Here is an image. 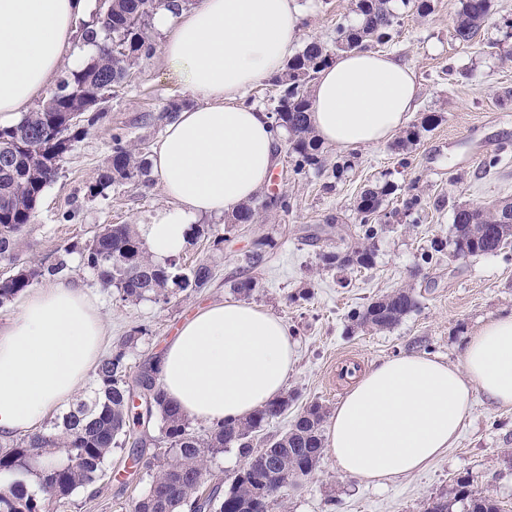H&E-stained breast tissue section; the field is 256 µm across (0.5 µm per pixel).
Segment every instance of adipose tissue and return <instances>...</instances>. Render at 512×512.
Listing matches in <instances>:
<instances>
[{"mask_svg": "<svg viewBox=\"0 0 512 512\" xmlns=\"http://www.w3.org/2000/svg\"><path fill=\"white\" fill-rule=\"evenodd\" d=\"M94 7V0H0V127L44 98ZM153 25L193 100L150 156L173 201L143 228L162 262L184 251L192 225L235 210L270 182L280 137L244 94L283 70L301 39L302 10L298 0H196L176 12L160 8ZM418 93L414 70L390 54L342 52L319 74L310 124L344 150L378 144L406 126ZM105 336L83 286L59 281L28 292L18 315L0 325V441L36 434L52 410L68 406L101 360ZM295 364L279 318L228 300L187 320L159 369L167 398L215 425L274 400ZM477 394L512 407V314L468 336L459 364L406 353L366 370L328 422V454L362 482L419 471L455 444Z\"/></svg>", "mask_w": 512, "mask_h": 512, "instance_id": "ef3b65f1", "label": "adipose tissue"}]
</instances>
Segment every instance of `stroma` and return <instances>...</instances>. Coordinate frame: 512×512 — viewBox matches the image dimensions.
Wrapping results in <instances>:
<instances>
[{
	"mask_svg": "<svg viewBox=\"0 0 512 512\" xmlns=\"http://www.w3.org/2000/svg\"><path fill=\"white\" fill-rule=\"evenodd\" d=\"M305 7L303 42L332 43L336 26L355 22L357 0H301ZM433 12L412 14L401 0L400 18L386 52L414 68L420 84L413 123L434 113L441 120L417 141L399 148L397 139L344 150L323 145L322 164L297 174L287 152H280L271 194H286L288 211L263 213L258 223L232 231L222 249L193 238L179 254L186 267L211 266L213 277L202 289L177 293L170 303L152 299L122 301L115 289L101 288L85 267L80 246L106 224H145L171 201L154 175L116 184L102 195L88 188L112 154L113 134L151 150L168 121L166 108L189 95L172 75L162 53L130 70L123 85L104 105V115L75 142L53 181L44 189L35 216L17 236L10 258L0 259V278L37 260L67 263L64 276L79 281L96 300L107 325V351L138 334L127 353L132 370L162 354L178 328L197 309L234 298V282L255 277L248 303L262 307L288 328L298 349L297 363L284 391L294 400L287 412L265 427L267 435L285 432L311 402L334 411L345 396L346 368L366 371L406 352H429L460 361V344L481 322L512 312V246L495 254L467 257L454 252L453 211L465 204L512 200V0H494L479 41L465 45L453 36L461 0H434ZM499 155L500 164L482 173L479 163ZM412 165L401 168L399 160ZM349 162L344 176L337 163ZM394 183L386 209H399L410 191L422 199L418 212L399 214L370 240L372 268H325L322 253L357 244L362 236L355 210L366 188ZM262 250L265 260L253 270L245 257ZM433 252L432 263L422 256ZM411 290L418 306L390 330L360 328L348 314L397 289ZM489 494L512 512V408L475 400L460 437L446 455L424 470L375 487L343 477L329 457L300 484H288L276 496L272 512H424L429 498L453 497L457 478ZM149 486V471L130 448L113 449L95 489L76 491L50 512H131Z\"/></svg>",
	"mask_w": 512,
	"mask_h": 512,
	"instance_id": "stroma-1",
	"label": "stroma"
}]
</instances>
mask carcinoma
Returning a JSON list of instances; mask_svg holds the SVG:
<instances>
[{
	"label": "carcinoma",
	"instance_id": "carcinoma-1",
	"mask_svg": "<svg viewBox=\"0 0 512 512\" xmlns=\"http://www.w3.org/2000/svg\"><path fill=\"white\" fill-rule=\"evenodd\" d=\"M389 2L358 0L356 23L336 25V40L330 45L316 40L307 43L288 59L280 75L269 79L279 88L272 126L288 132L295 173L321 162L320 141L309 124L311 88L318 74L338 52L374 49L392 39L398 15ZM162 6L178 9L188 6V0H112L110 11L98 17L97 28L81 32V39L94 44L97 52L80 69L61 77L46 101L24 113L13 126L0 128L1 259L11 256L15 237L32 221L36 204L72 141L102 118L101 105L122 85L128 72L155 53L149 27ZM492 9V0H462L453 28L455 40L475 42ZM76 110L81 111V119L73 123L69 115ZM147 173L141 148L114 134L110 160L89 194L97 196L114 184L134 182ZM394 192L395 185L388 182L364 190L357 199L355 210L364 239H373L376 225L394 216L382 208L384 197ZM288 208L285 195L266 196L239 206L223 234L214 233L208 224H194L192 235L211 238L213 247L219 249L233 227L257 223L264 211ZM453 224L455 252L494 254L512 238V202L492 207L458 206ZM348 254L351 265L369 269L374 264V253L366 246H354ZM82 260L96 273L102 287L117 289L122 300L132 303L146 297L167 303L171 289L204 288L213 277L205 263L184 269L174 259L154 261L146 242L128 224L102 227L83 247ZM64 267L62 260L48 270L35 263L1 279L0 306L26 291L44 272ZM416 305L413 294L401 289L353 310L351 318L360 326L387 330ZM136 341L135 335L125 337L123 347L102 360L95 371L93 393L78 400L62 422L0 450V477L12 478L10 494L0 493V512H47L50 504L66 500L78 489L93 487L104 475L105 462L114 448L129 444L136 457L142 458L146 441L140 427L155 417L160 438L159 447L151 454L156 461L154 473L148 492L134 502L132 512H178L184 506L193 512H272L274 498L258 493L270 477L262 460L277 463L290 477H306L317 466L324 451L321 404L308 405L284 433L259 442L256 433L288 409L290 398L270 401L242 421L216 424L206 436H196L187 416L166 398L158 379V357L129 378L125 347ZM229 447L238 449L243 466L227 489H222L220 481L203 495L205 485L214 479L209 459ZM29 476L37 478V489L27 485ZM457 502L464 504L465 512H503L498 501L474 490L464 477L457 480L453 499L433 498L426 512H452Z\"/></svg>",
	"mask_w": 512,
	"mask_h": 512
}]
</instances>
